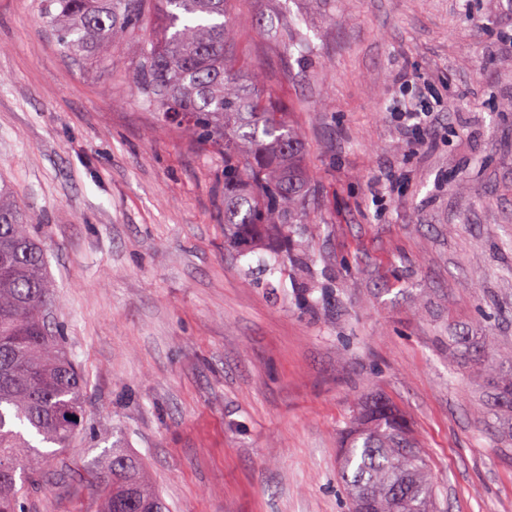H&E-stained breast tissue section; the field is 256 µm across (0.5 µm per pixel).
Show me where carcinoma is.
Listing matches in <instances>:
<instances>
[{
    "instance_id": "cac0c4a2",
    "label": "carcinoma",
    "mask_w": 512,
    "mask_h": 512,
    "mask_svg": "<svg viewBox=\"0 0 512 512\" xmlns=\"http://www.w3.org/2000/svg\"><path fill=\"white\" fill-rule=\"evenodd\" d=\"M232 0H34L57 53L79 70L112 65V46L129 40L155 5L153 39L133 49L137 98L165 123L224 157V238L246 254L261 238L289 243L308 188L303 145L275 100L261 95L258 67L229 61ZM52 294L44 249L31 220L0 185V512H25L47 453L66 448L86 426L82 375L48 319ZM448 357L484 362L497 415H512V356L477 336H455ZM39 444H33V439ZM340 471L352 509L433 512L434 485L402 413L372 394L344 432ZM101 512H165L146 488L143 464L118 442L92 465Z\"/></svg>"
}]
</instances>
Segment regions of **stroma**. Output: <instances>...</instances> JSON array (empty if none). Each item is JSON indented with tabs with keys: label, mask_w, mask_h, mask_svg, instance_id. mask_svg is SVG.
I'll return each instance as SVG.
<instances>
[{
	"label": "stroma",
	"mask_w": 512,
	"mask_h": 512,
	"mask_svg": "<svg viewBox=\"0 0 512 512\" xmlns=\"http://www.w3.org/2000/svg\"><path fill=\"white\" fill-rule=\"evenodd\" d=\"M290 21L315 53L283 54ZM230 23L304 143V268L225 249L224 159L140 105L127 45L78 71L29 0H0V179L86 380V428L27 512H99L82 469L111 438L169 512H349L341 435L375 392L411 422L438 512H512V437L448 359L452 336L512 345V0H233ZM408 75L442 83L427 144L396 117Z\"/></svg>",
	"instance_id": "1"
}]
</instances>
